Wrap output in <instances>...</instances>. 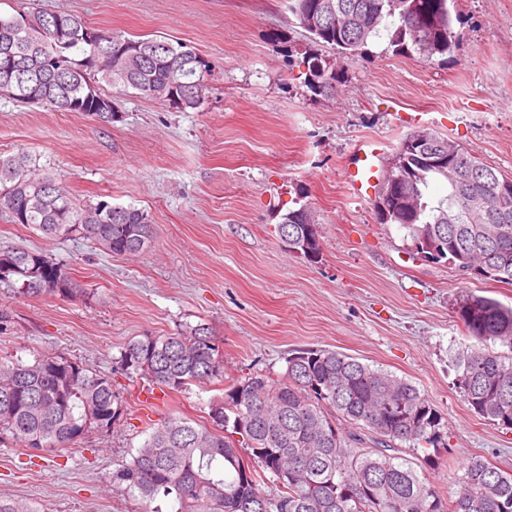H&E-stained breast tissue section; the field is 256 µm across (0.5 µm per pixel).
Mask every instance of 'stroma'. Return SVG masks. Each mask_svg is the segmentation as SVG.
Masks as SVG:
<instances>
[{"label": "stroma", "mask_w": 512, "mask_h": 512, "mask_svg": "<svg viewBox=\"0 0 512 512\" xmlns=\"http://www.w3.org/2000/svg\"><path fill=\"white\" fill-rule=\"evenodd\" d=\"M33 1L93 27L190 43L211 67V91L182 109L116 90L108 123L0 98V152L35 155L77 199L145 210L157 226L150 249L111 257L0 217V249L42 251L94 291L27 298L0 284L11 318L0 355L79 360L111 377L123 404L109 431L59 456L0 444V497L35 512H139L113 489V470L146 421L204 422L214 393L192 385L145 402L148 383L117 359L132 340L201 321L219 334L229 379L280 374L312 346L411 382L440 418V442L418 455L445 494L475 455L512 472V430L470 410L451 361L471 342L454 313L462 292L512 306V285L415 258L404 230L380 223L345 182L361 142L377 141L381 165L418 128L512 177V0H458V41L442 63L389 51L383 38L353 57L323 48L336 70L326 95L301 79L311 43L288 0H0V12ZM303 205L320 232L313 261L277 232L281 215Z\"/></svg>", "instance_id": "obj_1"}]
</instances>
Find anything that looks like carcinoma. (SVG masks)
Masks as SVG:
<instances>
[{"instance_id": "1", "label": "carcinoma", "mask_w": 512, "mask_h": 512, "mask_svg": "<svg viewBox=\"0 0 512 512\" xmlns=\"http://www.w3.org/2000/svg\"><path fill=\"white\" fill-rule=\"evenodd\" d=\"M289 9L313 44L353 56L386 35L393 51L415 53L426 62L444 61L455 46L456 0H288ZM0 13V60L13 51L12 81L0 77V97L55 112L77 111L101 118L84 102L88 85L105 102L102 84L144 98L197 108L209 91L210 66L196 49L167 37L99 29L92 46L79 38L88 24L65 12L38 8ZM71 24L67 47L58 49L54 25ZM183 53L179 69L169 54ZM304 84L316 94L333 89L336 73L322 55L306 58ZM473 164L490 178L503 177L468 150L443 169L414 173L415 221L432 225L448 239V263L476 268L480 277L512 285V196L482 226L468 223L466 193L459 178ZM448 180V196L432 204L431 180ZM0 213L43 238L83 239L110 256L137 255L138 235L154 240L155 225L135 207L71 197L54 173L26 152H0ZM0 283L36 298H90L91 290L41 251H0ZM472 343L453 354L457 385L470 409L512 429V307L467 294L455 310ZM507 348L496 352L490 344ZM120 365L132 378L162 391L223 381L224 394L208 404L209 424L168 417L149 424L130 459L112 472V485L149 510L159 497L168 512H512V473L483 457L470 458L451 497L408 457L416 445H433L440 419L409 381L336 350L305 348L291 353L283 373L224 377L217 331L206 322L173 333L147 334L129 342ZM119 394L112 379L82 362L42 355L27 362L0 356V443L32 453L72 448L93 431L118 420ZM249 479H243L244 473ZM275 489L268 490V485Z\"/></svg>"}]
</instances>
